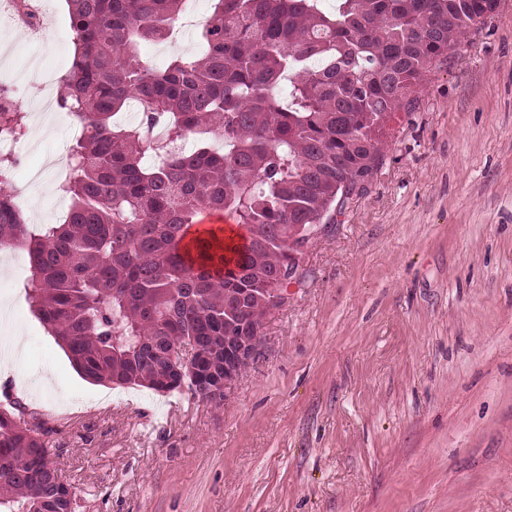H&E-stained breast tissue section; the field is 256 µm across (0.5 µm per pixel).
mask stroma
I'll list each match as a JSON object with an SVG mask.
<instances>
[{"label": "stroma", "instance_id": "1", "mask_svg": "<svg viewBox=\"0 0 512 512\" xmlns=\"http://www.w3.org/2000/svg\"><path fill=\"white\" fill-rule=\"evenodd\" d=\"M38 38L0 0V83L67 71L66 0ZM13 173L29 224L63 223L48 114ZM365 192L308 243L259 354L221 403L84 379L0 254V358L52 428L76 512H512V0L427 72Z\"/></svg>", "mask_w": 512, "mask_h": 512}]
</instances>
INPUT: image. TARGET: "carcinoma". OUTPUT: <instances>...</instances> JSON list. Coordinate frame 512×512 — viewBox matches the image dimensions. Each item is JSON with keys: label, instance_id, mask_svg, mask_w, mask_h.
I'll list each match as a JSON object with an SVG mask.
<instances>
[{"label": "carcinoma", "instance_id": "obj_1", "mask_svg": "<svg viewBox=\"0 0 512 512\" xmlns=\"http://www.w3.org/2000/svg\"><path fill=\"white\" fill-rule=\"evenodd\" d=\"M74 34L62 104L85 134L70 149L62 224L33 231L0 191V251L31 259V306L93 383L224 400V337L267 316L288 260L335 222L383 160L398 112L424 74L491 18L500 0H214L198 55L154 69L146 41L169 39L186 0H66ZM288 80V102L275 94ZM140 123L120 126L128 106ZM0 131L27 134L0 111ZM197 136L185 152L178 143ZM217 135L221 150L205 136ZM157 155L160 163L143 159ZM222 214L224 226H202ZM196 343L191 367L149 355ZM52 429L18 401L0 408V512H75L50 484Z\"/></svg>", "mask_w": 512, "mask_h": 512}]
</instances>
